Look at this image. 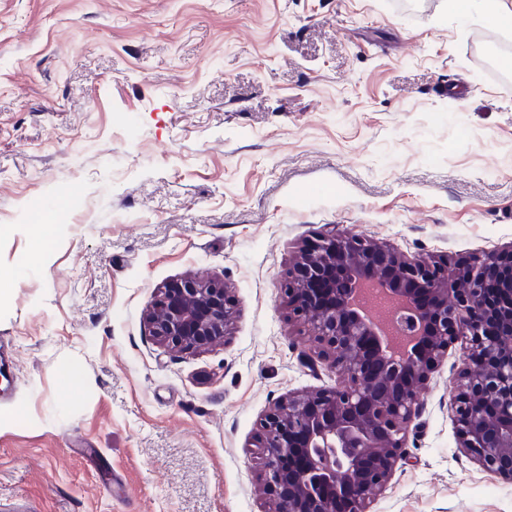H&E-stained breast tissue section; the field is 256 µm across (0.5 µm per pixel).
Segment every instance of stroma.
I'll return each mask as SVG.
<instances>
[{"instance_id": "obj_1", "label": "stroma", "mask_w": 512, "mask_h": 512, "mask_svg": "<svg viewBox=\"0 0 512 512\" xmlns=\"http://www.w3.org/2000/svg\"><path fill=\"white\" fill-rule=\"evenodd\" d=\"M500 33L450 0H0V512H275L261 419L342 380L288 318L296 253L333 229L512 247ZM194 274L235 317L179 352L143 314ZM462 362L450 345L370 512H512L458 445Z\"/></svg>"}]
</instances>
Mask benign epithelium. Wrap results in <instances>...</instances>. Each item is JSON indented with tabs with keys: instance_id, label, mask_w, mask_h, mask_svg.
I'll return each instance as SVG.
<instances>
[{
	"instance_id": "obj_1",
	"label": "benign epithelium",
	"mask_w": 512,
	"mask_h": 512,
	"mask_svg": "<svg viewBox=\"0 0 512 512\" xmlns=\"http://www.w3.org/2000/svg\"><path fill=\"white\" fill-rule=\"evenodd\" d=\"M290 317L311 328L345 382L288 396L261 419L264 486L279 512H370L402 459L407 429L448 345L468 351L453 395L459 447L512 479V250L481 260L401 257L384 242L334 230L280 275ZM230 290L186 276L146 311L150 336L183 350L224 341Z\"/></svg>"
}]
</instances>
